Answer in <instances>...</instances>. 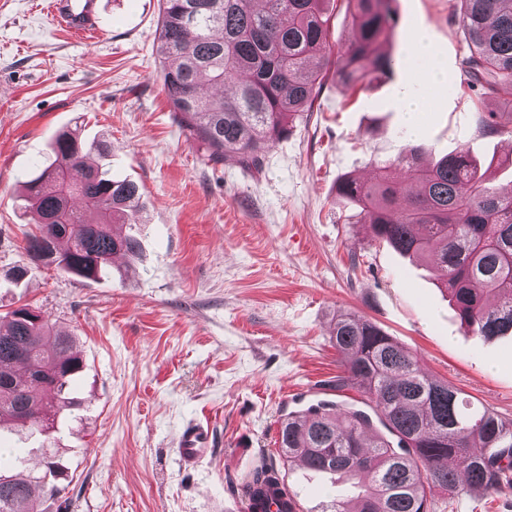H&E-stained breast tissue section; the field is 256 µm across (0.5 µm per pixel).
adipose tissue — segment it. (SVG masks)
<instances>
[{"mask_svg":"<svg viewBox=\"0 0 512 512\" xmlns=\"http://www.w3.org/2000/svg\"><path fill=\"white\" fill-rule=\"evenodd\" d=\"M406 59L415 62L416 67L407 85L400 92V99L410 126H417L422 112L428 111L430 101L420 95V88H429L439 83L442 77V63L435 53L426 29L414 30L405 47Z\"/></svg>","mask_w":512,"mask_h":512,"instance_id":"adipose-tissue-1","label":"adipose tissue"}]
</instances>
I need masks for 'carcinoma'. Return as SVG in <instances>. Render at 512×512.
<instances>
[{"label": "carcinoma", "instance_id": "obj_1", "mask_svg": "<svg viewBox=\"0 0 512 512\" xmlns=\"http://www.w3.org/2000/svg\"><path fill=\"white\" fill-rule=\"evenodd\" d=\"M325 2L162 0L163 86L206 159L234 155L257 170L272 143L312 111L329 74L355 90L402 68L384 51L397 25L393 0H347L352 34L338 56ZM458 2L469 83L511 100L512 0ZM97 152L100 162L89 165L76 136L62 132L54 161L21 182L37 216L30 256L89 280L109 275L114 255H139L138 235L115 226L143 223L139 185L112 175L106 143ZM426 154L400 155L367 180L347 177L337 192L361 207L373 238L434 260L474 335H512V192L487 184L465 149L436 162ZM85 210L100 222L86 223ZM331 340L344 355L336 388L366 395L373 413L351 409L341 420L334 404L319 403L288 414L279 429L282 461L360 484L356 496L332 500L325 512H434L433 490L457 493L461 472L487 492L512 489L511 419L430 378L367 319L338 314ZM82 369L73 336L26 306L9 311L0 322V430L48 429L71 406ZM376 421L386 433L371 436ZM26 466L20 455L0 458V512H39L31 502L36 484L51 498L59 492L54 457L43 458L37 475L23 474ZM281 481L271 463L251 474V512H296Z\"/></svg>", "mask_w": 512, "mask_h": 512}]
</instances>
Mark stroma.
I'll list each match as a JSON object with an SVG mask.
<instances>
[{
    "mask_svg": "<svg viewBox=\"0 0 512 512\" xmlns=\"http://www.w3.org/2000/svg\"><path fill=\"white\" fill-rule=\"evenodd\" d=\"M41 2L0 0V314L27 305L73 333L81 406L49 436L7 433L0 445L32 464L47 448L65 464L46 512H247L245 480L260 461L278 462L282 416L321 400L342 412L366 403L333 387L342 369L330 331L341 312L376 324L475 406L512 418V336H475L431 265L372 238L336 192L344 177L370 178L416 147L436 157L469 149L495 188L512 189V103L470 86L457 0L393 2V54L424 27L446 68L415 131L397 97L407 72L354 94L330 78L258 172L233 157L204 161L181 127L156 51L161 0H100L91 43ZM491 112L502 132L482 131ZM64 131L107 139L113 173L142 193L141 255L100 281L25 250L34 226L18 185L52 161ZM18 265L24 279H7ZM199 419L214 448L188 469L177 443ZM283 476L299 512L355 492L299 468ZM435 503L436 512H512V489L440 491Z\"/></svg>",
    "mask_w": 512,
    "mask_h": 512,
    "instance_id": "1",
    "label": "stroma"
}]
</instances>
